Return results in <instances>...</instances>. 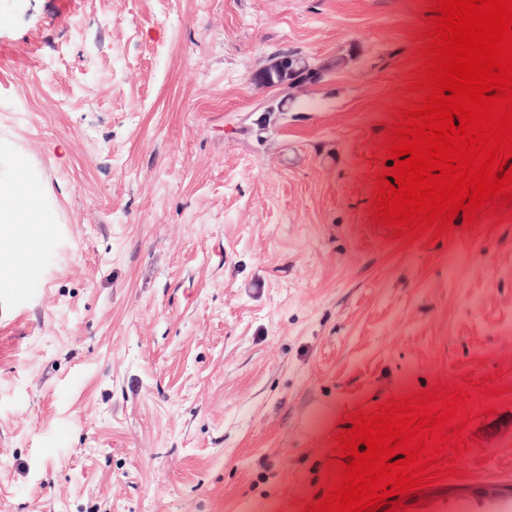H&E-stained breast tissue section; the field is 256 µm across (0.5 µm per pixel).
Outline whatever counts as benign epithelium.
<instances>
[{
    "mask_svg": "<svg viewBox=\"0 0 512 512\" xmlns=\"http://www.w3.org/2000/svg\"><path fill=\"white\" fill-rule=\"evenodd\" d=\"M327 74V70L315 66L307 58L292 53H283L274 61L255 71L250 82L256 86L273 85L280 92L278 103L265 107V111H287L288 103L294 99L293 90L305 84H319Z\"/></svg>",
    "mask_w": 512,
    "mask_h": 512,
    "instance_id": "7a95c632",
    "label": "benign epithelium"
}]
</instances>
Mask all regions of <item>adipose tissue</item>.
I'll list each match as a JSON object with an SVG mask.
<instances>
[{"label":"adipose tissue","instance_id":"1","mask_svg":"<svg viewBox=\"0 0 512 512\" xmlns=\"http://www.w3.org/2000/svg\"><path fill=\"white\" fill-rule=\"evenodd\" d=\"M21 151L0 140V288H18L35 276L33 256L61 221L55 202L35 190L39 172L21 164Z\"/></svg>","mask_w":512,"mask_h":512}]
</instances>
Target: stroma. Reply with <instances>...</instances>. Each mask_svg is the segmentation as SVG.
Instances as JSON below:
<instances>
[{
    "label": "stroma",
    "mask_w": 512,
    "mask_h": 512,
    "mask_svg": "<svg viewBox=\"0 0 512 512\" xmlns=\"http://www.w3.org/2000/svg\"><path fill=\"white\" fill-rule=\"evenodd\" d=\"M428 6L0 0V136L63 214L0 288V512H302L348 413L440 382L475 419L438 486L499 512L512 219L371 218ZM285 51L332 73L270 112Z\"/></svg>",
    "instance_id": "1"
}]
</instances>
